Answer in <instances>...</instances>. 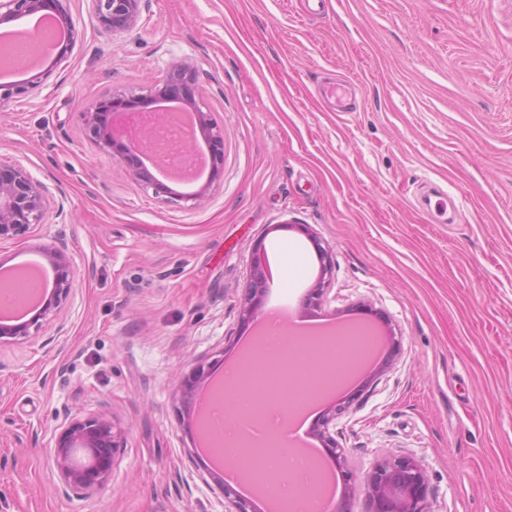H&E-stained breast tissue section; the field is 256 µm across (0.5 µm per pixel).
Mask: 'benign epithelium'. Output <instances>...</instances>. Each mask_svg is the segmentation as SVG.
Returning <instances> with one entry per match:
<instances>
[{"label":"benign epithelium","instance_id":"7a95c632","mask_svg":"<svg viewBox=\"0 0 512 512\" xmlns=\"http://www.w3.org/2000/svg\"><path fill=\"white\" fill-rule=\"evenodd\" d=\"M98 22L114 32L134 29L140 19L141 0H91ZM51 11L66 26H71L62 0H0V25L24 17ZM44 73L39 72L23 84L0 83V103L16 98L40 85ZM194 72L185 65L172 67L151 87L159 103H179L196 113L198 124L211 142L223 139V131L214 125L209 113L201 108L194 92ZM104 103L90 105L84 113L89 138L103 151L117 149L116 157L128 160L138 157V151L126 132L103 123L99 115ZM134 179L155 194L168 188L140 162L132 167ZM47 187L21 163L0 164V240L13 239L27 232L33 224H41L47 210ZM321 276L311 288L310 304H318L333 276L335 261L325 247L319 248ZM51 267L58 271L52 291L42 302L38 313L18 324H0V344L25 340L38 333L43 321L55 315L72 291L69 269L71 255L55 244L42 248ZM266 288L263 265H253L252 280L240 304V319L254 318ZM351 402H340L322 417L314 436L323 447L331 449L342 479L343 496L361 494L367 503L366 512H433L428 496V478L419 460L411 456L386 454L374 461L369 471L359 477L348 466L346 450L341 448L330 431L336 415L347 411ZM122 430L107 415L74 417L58 428L55 437L54 462L65 486L79 494L90 496L98 492L112 473L116 449L120 447ZM224 494L225 512H254L249 499L241 496L231 485L220 483Z\"/></svg>","mask_w":512,"mask_h":512}]
</instances>
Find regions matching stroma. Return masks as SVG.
Segmentation results:
<instances>
[{
    "instance_id": "35a3bbf8",
    "label": "stroma",
    "mask_w": 512,
    "mask_h": 512,
    "mask_svg": "<svg viewBox=\"0 0 512 512\" xmlns=\"http://www.w3.org/2000/svg\"><path fill=\"white\" fill-rule=\"evenodd\" d=\"M40 86L0 105V160L49 189L43 223L0 265L64 244L72 291L39 335L0 346V512H224L179 386L256 343L239 317L257 247L288 284L265 313L384 317L399 338L331 432L357 473L424 466L433 512H512V0H142L115 33L91 0ZM191 63L224 131L208 195L144 189L89 140L87 105L146 94ZM340 78L356 109L317 94ZM448 208L434 222L423 198ZM335 270L318 306L316 244ZM81 414L124 436L105 487L65 493L55 430Z\"/></svg>"
}]
</instances>
